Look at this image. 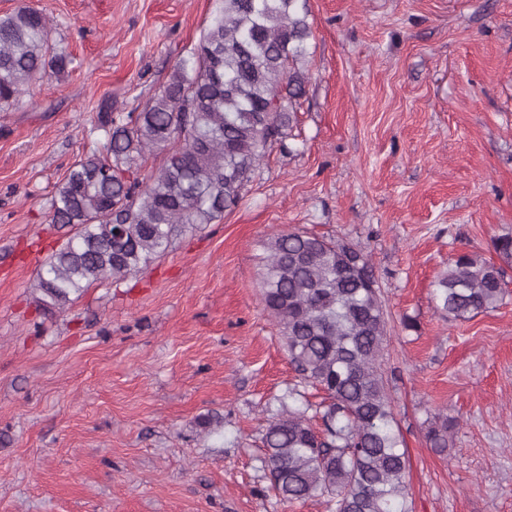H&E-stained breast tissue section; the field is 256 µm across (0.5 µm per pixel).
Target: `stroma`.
<instances>
[{
    "instance_id": "1",
    "label": "stroma",
    "mask_w": 512,
    "mask_h": 512,
    "mask_svg": "<svg viewBox=\"0 0 512 512\" xmlns=\"http://www.w3.org/2000/svg\"><path fill=\"white\" fill-rule=\"evenodd\" d=\"M22 5L76 62L0 108V512H329L275 497L256 443L297 382L260 301L263 244L286 230L372 257L412 512H512V269L504 304L470 320L435 298L457 255L512 233V0H307L298 124L238 204L48 314L34 284L75 233L50 204L102 141L98 103L142 111L218 2L0 15ZM434 412L460 420L444 456Z\"/></svg>"
}]
</instances>
